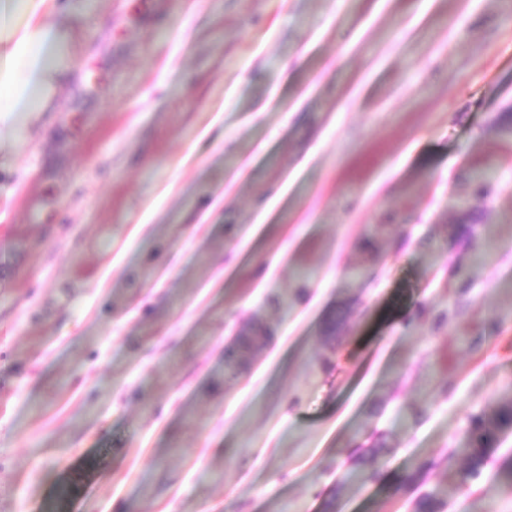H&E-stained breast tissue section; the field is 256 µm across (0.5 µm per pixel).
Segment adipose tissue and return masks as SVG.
<instances>
[{
	"mask_svg": "<svg viewBox=\"0 0 512 512\" xmlns=\"http://www.w3.org/2000/svg\"><path fill=\"white\" fill-rule=\"evenodd\" d=\"M86 0H0V149L55 110Z\"/></svg>",
	"mask_w": 512,
	"mask_h": 512,
	"instance_id": "obj_1",
	"label": "adipose tissue"
}]
</instances>
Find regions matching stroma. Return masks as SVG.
I'll use <instances>...</instances> for the list:
<instances>
[{"instance_id":"35a3bbf8","label":"stroma","mask_w":512,"mask_h":512,"mask_svg":"<svg viewBox=\"0 0 512 512\" xmlns=\"http://www.w3.org/2000/svg\"><path fill=\"white\" fill-rule=\"evenodd\" d=\"M75 28L0 157V512H512V433L477 480L445 461L512 399V0ZM263 336H240L235 344L228 347L225 351V361L233 369L242 363L243 352L250 349L253 345L262 340Z\"/></svg>"}]
</instances>
